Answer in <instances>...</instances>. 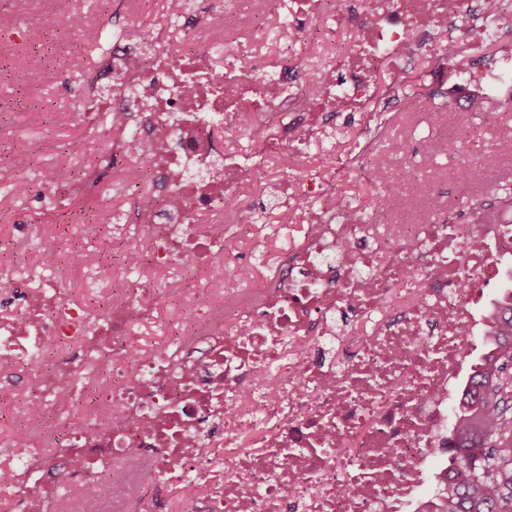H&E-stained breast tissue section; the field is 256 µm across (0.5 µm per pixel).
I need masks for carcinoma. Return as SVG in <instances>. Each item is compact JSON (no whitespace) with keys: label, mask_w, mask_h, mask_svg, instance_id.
<instances>
[{"label":"carcinoma","mask_w":512,"mask_h":512,"mask_svg":"<svg viewBox=\"0 0 512 512\" xmlns=\"http://www.w3.org/2000/svg\"><path fill=\"white\" fill-rule=\"evenodd\" d=\"M487 355L464 388L433 512H512V292L489 310Z\"/></svg>","instance_id":"obj_1"}]
</instances>
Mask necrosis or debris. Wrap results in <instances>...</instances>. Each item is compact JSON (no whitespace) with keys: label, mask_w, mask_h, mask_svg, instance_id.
Wrapping results in <instances>:
<instances>
[{"label":"necrosis or debris","mask_w":512,"mask_h":512,"mask_svg":"<svg viewBox=\"0 0 512 512\" xmlns=\"http://www.w3.org/2000/svg\"><path fill=\"white\" fill-rule=\"evenodd\" d=\"M85 29L78 14L59 18L69 49L54 69L81 81L74 120L93 163L58 166L48 188L14 164L0 172L56 206L96 191L97 170L133 152L142 166L112 192L146 182L153 196L112 216L127 276L101 309L68 302L63 260L99 225H72L65 241L23 224L0 244V374L27 375L24 391L0 387V406L31 435L27 448L0 438V512H155L171 487L184 493L179 512H429L472 341L488 325L484 289L512 271V200L487 198L475 224L449 205L398 221L414 201L373 137L383 108L415 103L378 75L398 81L433 53L422 99L456 89L465 115L512 77V11L484 0H167L165 22L125 10L95 41ZM458 56L472 66L448 79ZM346 112L363 114V143L291 177L274 172L277 154L301 160L315 127ZM245 114L251 153L224 151L218 134L238 133ZM358 172L381 190L376 211L340 191ZM257 187L305 232L249 300L223 247L225 233L256 223ZM33 250L35 275L13 263ZM148 265L171 274L182 314L163 344L137 349L133 332L157 319L162 293L137 278ZM191 267L210 271L208 288L182 281Z\"/></svg>","instance_id":"4bbe7bcc"}]
</instances>
